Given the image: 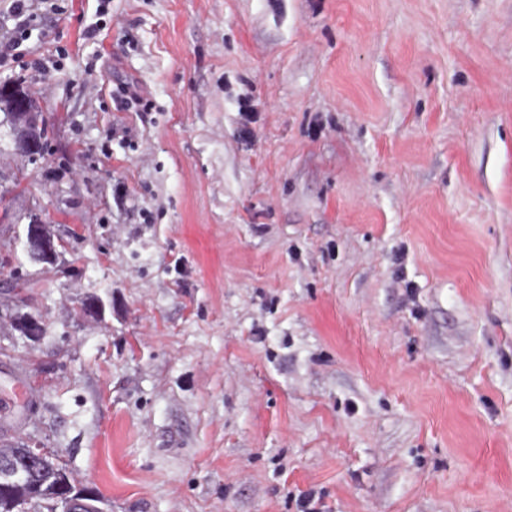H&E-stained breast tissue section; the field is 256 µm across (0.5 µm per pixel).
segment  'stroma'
Instances as JSON below:
<instances>
[{
    "instance_id": "35a3bbf8",
    "label": "stroma",
    "mask_w": 512,
    "mask_h": 512,
    "mask_svg": "<svg viewBox=\"0 0 512 512\" xmlns=\"http://www.w3.org/2000/svg\"><path fill=\"white\" fill-rule=\"evenodd\" d=\"M9 4L0 443L105 512H512V0ZM2 107L11 118L16 149L28 156L43 157L46 149L43 118L27 91L19 86H0V109ZM27 139L35 142L34 152H26L20 145ZM30 224H39L34 227L27 228V237L30 235H34L44 240H50L52 238L51 233L46 224L35 218ZM37 238H29L27 240V248L28 251L32 254L33 258L37 259L40 262H49L54 263L58 258V250L57 245L54 240L49 242H45L44 240ZM53 239V238H52Z\"/></svg>"
}]
</instances>
